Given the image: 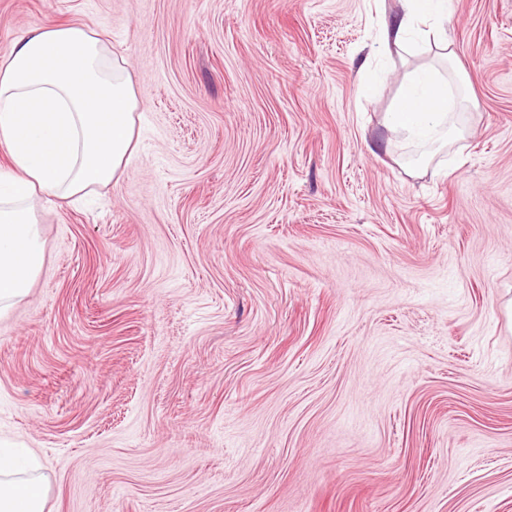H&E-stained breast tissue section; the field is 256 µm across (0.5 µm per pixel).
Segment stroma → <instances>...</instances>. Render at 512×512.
<instances>
[{"mask_svg":"<svg viewBox=\"0 0 512 512\" xmlns=\"http://www.w3.org/2000/svg\"><path fill=\"white\" fill-rule=\"evenodd\" d=\"M397 0H0L88 22L140 107L40 201L0 439L45 512H512V0H453L457 141L388 138Z\"/></svg>","mask_w":512,"mask_h":512,"instance_id":"obj_1","label":"stroma"}]
</instances>
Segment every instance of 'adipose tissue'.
<instances>
[{
	"label": "adipose tissue",
	"instance_id": "1",
	"mask_svg": "<svg viewBox=\"0 0 512 512\" xmlns=\"http://www.w3.org/2000/svg\"><path fill=\"white\" fill-rule=\"evenodd\" d=\"M449 0H401L379 28L389 54L424 37L450 53ZM138 100L131 77L97 29L46 25L0 54V315L25 298L43 265L35 203L59 202L111 186L134 153ZM386 128L407 143L431 145L455 129L448 82L431 66L404 77ZM48 487L0 442V512H44Z\"/></svg>",
	"mask_w": 512,
	"mask_h": 512
}]
</instances>
